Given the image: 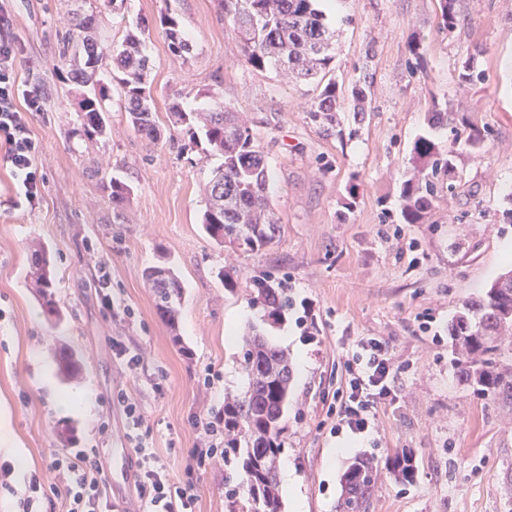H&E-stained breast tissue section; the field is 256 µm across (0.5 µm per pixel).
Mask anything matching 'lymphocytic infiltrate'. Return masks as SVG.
I'll use <instances>...</instances> for the list:
<instances>
[{
    "mask_svg": "<svg viewBox=\"0 0 512 512\" xmlns=\"http://www.w3.org/2000/svg\"><path fill=\"white\" fill-rule=\"evenodd\" d=\"M13 15L9 4L0 0V164L14 179L10 205L16 210L36 208L42 200L44 176L37 165L38 143L33 122L44 110L38 89L27 87L18 79V47L10 35ZM347 392L338 410L336 426L355 434L366 433L376 426L379 408L393 401L398 391V371L385 341L361 338L357 348L345 361ZM131 427L126 438L140 468L138 491L146 512H193L196 495L192 485L172 483L165 463L147 448L138 434L143 414L125 393L116 396ZM199 444L192 451L198 468L209 467L224 453V414L216 412L197 420ZM50 468L56 481L46 482L32 476L28 495L21 503L22 512H32L33 503L44 512H112L108 483L99 452L81 448L53 458Z\"/></svg>",
    "mask_w": 512,
    "mask_h": 512,
    "instance_id": "1",
    "label": "lymphocytic infiltrate"
}]
</instances>
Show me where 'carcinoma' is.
Listing matches in <instances>:
<instances>
[{"instance_id": "carcinoma-1", "label": "carcinoma", "mask_w": 512, "mask_h": 512, "mask_svg": "<svg viewBox=\"0 0 512 512\" xmlns=\"http://www.w3.org/2000/svg\"><path fill=\"white\" fill-rule=\"evenodd\" d=\"M320 0H219L224 18L231 24L245 65L254 70L274 69L295 83L318 81L322 89L308 111L310 121L325 133L339 124L342 91L334 79H326L334 61L336 32L319 7ZM457 0H439L442 29L451 32L458 24ZM169 51L189 59L193 45L179 22L167 12L160 17ZM62 61L73 53L74 79L95 91L79 103L80 126L87 140L101 135L106 126L102 102L106 90L97 79L99 63L111 55L121 71L119 79L124 111L134 130L151 140L161 138L151 95L150 66L144 53L145 30L126 34L113 48L97 37L93 14L74 18L61 38ZM478 58L463 63V81H480ZM370 76L365 74L349 90L354 119L361 122L369 111ZM169 144L185 151L204 136L211 150L223 158L204 189L202 226L216 244L242 252L260 251L272 245L283 225L271 205L269 171L263 151L255 143L251 122L240 112L217 105L209 112L186 111L172 104L167 113ZM456 178L452 152L429 136H419L412 147V169L402 182L400 197L403 218L408 224L423 220L432 209L439 174ZM112 203L120 206L131 194V186L117 178L109 181ZM30 260L25 284L49 319L63 316L53 289L54 264L49 250L40 242L28 245ZM144 280L154 298L157 312L171 331L178 330L184 288L174 269L164 261L147 269ZM250 302L278 321L288 308L282 282L264 275L253 282ZM512 333V271L498 277L485 296L465 306L451 325L450 336L463 377L477 391L493 396L512 408V367L503 363L502 351ZM58 370L66 381L82 378L81 357L67 344L55 345ZM243 369L247 389L240 396L224 398V459L234 458L243 479L230 496L229 512H282L277 473L282 451L283 410L291 394V363L288 352L251 332L242 341ZM402 482L415 477L413 457L396 454L385 466L359 457L343 476L335 512H366L371 492L383 474Z\"/></svg>"}]
</instances>
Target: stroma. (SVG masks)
<instances>
[{
	"label": "stroma",
	"mask_w": 512,
	"mask_h": 512,
	"mask_svg": "<svg viewBox=\"0 0 512 512\" xmlns=\"http://www.w3.org/2000/svg\"><path fill=\"white\" fill-rule=\"evenodd\" d=\"M321 7L338 34L333 78L347 87L373 75L365 121L342 113L330 136L308 117L316 85L247 67L215 0H13L18 76L45 100L33 126L44 175L39 208H6L13 184L0 166V421L11 438L0 463L13 465L16 492L34 473L53 480L54 455L95 448L114 487L115 512H142L126 417L112 401L123 390L142 407L139 433L166 461L170 480L193 485L195 512H228L225 486L239 483L242 471L220 459L196 468L194 420L222 409L226 393L246 389L238 338L253 327L305 360L303 374L292 377L281 454L303 512H333L355 455L383 463L403 449L414 455V482L382 478L368 512H512L504 491L512 413L463 379L449 338L464 304L505 271L503 249L512 247V0H459L451 33L440 27L438 0H322ZM76 12L96 15L99 35L115 46L136 24L148 25L158 122L175 101L189 110L221 103L247 113L283 225L273 245L242 253L205 235L202 189L220 157L202 143L181 153L168 140L137 134L108 59L98 71L109 88L108 131L87 146L77 117L82 89L68 67L56 65L59 36ZM166 12L191 41V58L170 53L160 25ZM474 53L485 78L460 83ZM435 111L447 113L448 124L432 130L427 118ZM468 123L484 130L481 150L455 139ZM428 130L454 150L459 178L428 218L408 224L400 184L415 139ZM108 175L133 188L122 207L112 205ZM33 238L53 256L65 313L56 326L24 285ZM89 240L96 254H86ZM164 258L185 288L178 345L143 284L144 270ZM100 262L111 268L108 310L98 296ZM263 273L288 293V313L275 324L250 303L252 279ZM128 308L134 318H126ZM230 335L236 343H227ZM116 336L142 352L139 369L114 356ZM369 336L385 340L400 367L398 399L379 409L369 434L333 433L327 409L346 392L344 360ZM58 340L84 358L83 380L57 377ZM208 367L216 379L204 390L198 379ZM63 421L75 427L66 444L55 434ZM104 421L111 433L100 432ZM338 448L343 454L332 460Z\"/></svg>",
	"instance_id": "1"
}]
</instances>
